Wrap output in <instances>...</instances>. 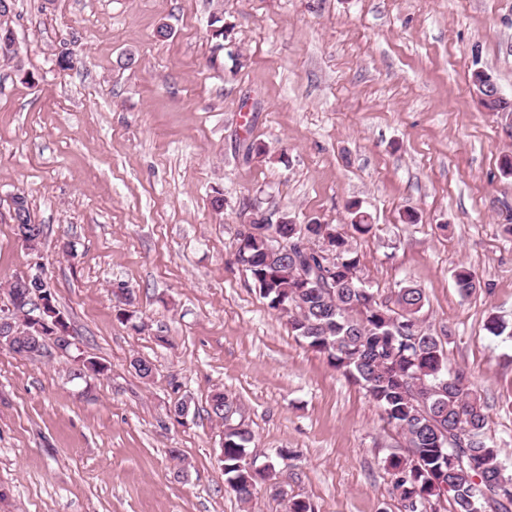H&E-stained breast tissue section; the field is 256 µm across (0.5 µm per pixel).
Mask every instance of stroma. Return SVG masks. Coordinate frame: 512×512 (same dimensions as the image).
Here are the masks:
<instances>
[{"label": "stroma", "instance_id": "1", "mask_svg": "<svg viewBox=\"0 0 512 512\" xmlns=\"http://www.w3.org/2000/svg\"><path fill=\"white\" fill-rule=\"evenodd\" d=\"M9 21L0 310L42 265L76 344L34 360L0 346V512H286L279 486L314 512H401L384 466L397 431L235 262L256 200L342 232L350 203L371 215L353 241L365 278L387 303L422 290L420 318L448 332V365L484 398L512 470V135L472 91L480 69L512 96V0H15ZM246 141L267 160L245 159ZM17 194L45 227L38 251L10 218ZM457 266L483 288L461 296ZM492 316L506 333H488ZM78 355L106 374L71 377ZM218 389L255 466L275 465L246 504L224 481Z\"/></svg>", "mask_w": 512, "mask_h": 512}]
</instances>
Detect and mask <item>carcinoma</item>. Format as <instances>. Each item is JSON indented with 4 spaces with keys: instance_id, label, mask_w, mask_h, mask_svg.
<instances>
[{
    "instance_id": "obj_1",
    "label": "carcinoma",
    "mask_w": 512,
    "mask_h": 512,
    "mask_svg": "<svg viewBox=\"0 0 512 512\" xmlns=\"http://www.w3.org/2000/svg\"><path fill=\"white\" fill-rule=\"evenodd\" d=\"M14 203L19 221L30 223L24 197ZM351 227L364 235L373 225L358 204L350 206ZM282 224H246L236 245L242 267L270 309L284 312L291 332L329 364L358 384L381 411L382 418L402 435L409 458H386L402 500L411 512H428L434 500L445 498L448 512H512V475L506 472L496 446L485 437L484 401L470 388L462 369L448 368L441 336L423 328L419 314L423 292L400 287L394 306L377 301L369 285H360V256L349 238L333 224H309L311 236L301 238L294 218L283 213ZM328 241L331 261L315 247ZM329 267H324L325 263ZM325 282L323 288H304L300 274ZM453 278L459 294L467 297L482 288L469 268L457 267ZM9 288L11 304L30 290L44 288L39 281ZM42 337H18L9 350L33 359L42 354ZM74 376L97 377L107 366L94 358L78 359ZM209 414L224 422V477L236 497L248 501L258 478L240 467L252 433L234 422V402L221 392L212 395Z\"/></svg>"
}]
</instances>
